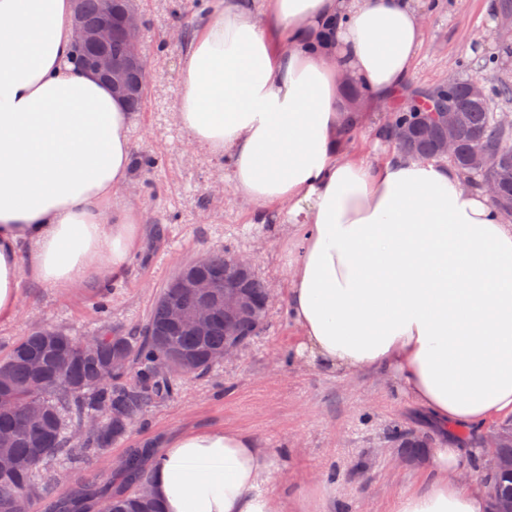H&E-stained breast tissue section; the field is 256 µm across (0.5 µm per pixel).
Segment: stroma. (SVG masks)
I'll list each match as a JSON object with an SVG mask.
<instances>
[{
	"mask_svg": "<svg viewBox=\"0 0 512 512\" xmlns=\"http://www.w3.org/2000/svg\"><path fill=\"white\" fill-rule=\"evenodd\" d=\"M424 15L412 89L446 76L512 81V57L494 69L485 60L499 39L498 0H413ZM202 0H137L149 62L145 103L130 131L134 169L124 203L142 215L130 262L118 274L89 277L70 288H47L22 273L19 305L0 320V355L31 329L52 325L86 338L110 327L143 324L166 281L203 254L228 249L252 254L254 270L273 300L264 329L238 357L210 373L182 380L176 397L152 408L143 424L104 457L82 458L86 483L108 485L127 449L189 429L224 427L255 436L272 461L269 477L279 512H393L398 496L427 476L441 435L421 423L411 401L383 374H331L300 357V331L288 315L287 263L292 225L258 220L236 195L222 158L191 143L174 108L182 94V39L197 26ZM107 298V314L97 304ZM427 447L414 453L405 439ZM68 457L44 464L39 482L49 496L75 487Z\"/></svg>",
	"mask_w": 512,
	"mask_h": 512,
	"instance_id": "stroma-1",
	"label": "stroma"
}]
</instances>
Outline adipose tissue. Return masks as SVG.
<instances>
[{
	"label": "adipose tissue",
	"mask_w": 512,
	"mask_h": 512,
	"mask_svg": "<svg viewBox=\"0 0 512 512\" xmlns=\"http://www.w3.org/2000/svg\"><path fill=\"white\" fill-rule=\"evenodd\" d=\"M74 0H0V319L29 271L48 288L124 269L137 214L134 114L68 63ZM421 15L411 0H204L184 50L179 122L223 157L235 193L279 208L300 235L287 306L299 356L373 370L439 429L512 417V224L442 163H372L342 132L349 87L390 103L410 84ZM456 440L394 512H488L459 478ZM268 453L221 427L170 439L152 485L164 512H275Z\"/></svg>",
	"instance_id": "adipose-tissue-1"
}]
</instances>
